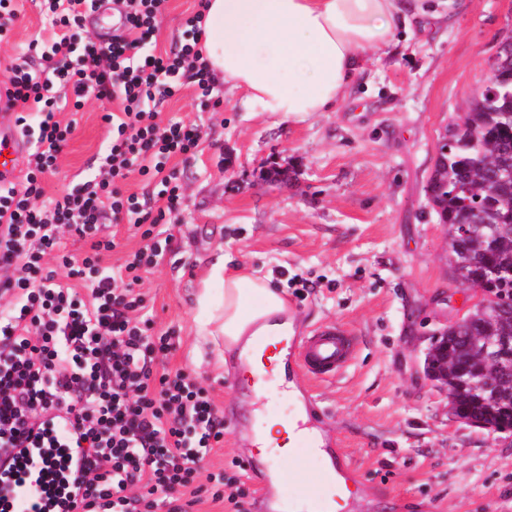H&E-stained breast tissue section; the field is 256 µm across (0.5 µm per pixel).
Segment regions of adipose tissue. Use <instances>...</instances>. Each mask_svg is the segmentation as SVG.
I'll list each match as a JSON object with an SVG mask.
<instances>
[{
	"instance_id": "adipose-tissue-1",
	"label": "adipose tissue",
	"mask_w": 512,
	"mask_h": 512,
	"mask_svg": "<svg viewBox=\"0 0 512 512\" xmlns=\"http://www.w3.org/2000/svg\"><path fill=\"white\" fill-rule=\"evenodd\" d=\"M453 0H205L199 49L212 72L261 111L300 122L340 102L368 54L388 53L396 25L437 16ZM194 320L201 336L223 337L254 380L255 396L285 378L293 333L287 300L247 264L218 257L202 277ZM295 424L261 419V459L288 461Z\"/></svg>"
}]
</instances>
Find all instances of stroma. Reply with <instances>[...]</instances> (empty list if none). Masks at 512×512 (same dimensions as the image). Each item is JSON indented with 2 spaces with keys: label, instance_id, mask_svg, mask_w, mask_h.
Masks as SVG:
<instances>
[{
  "label": "stroma",
  "instance_id": "35a3bbf8",
  "mask_svg": "<svg viewBox=\"0 0 512 512\" xmlns=\"http://www.w3.org/2000/svg\"><path fill=\"white\" fill-rule=\"evenodd\" d=\"M198 0H166L156 49H174L191 28ZM53 27L36 0L0 41V72L11 59L36 60L33 39ZM512 36V0H457L453 13L394 31L388 55H368L334 109L301 123L245 104L215 81L199 96L191 73L158 116L197 124L198 147L171 158L184 195L167 217L170 248L141 284L150 335L174 334L171 368L190 373L224 413V440L202 462L244 490L256 512L262 472L237 419L252 407L230 377L236 358L213 368L222 344L197 339L193 296L207 265L225 254L261 271L295 309L297 327L331 324L353 336L356 354L335 379L314 383L336 438L357 474L351 512H512V431L489 433L453 417L448 393L423 373L435 333L466 315L474 289L454 283L424 187L438 136L480 91L501 41ZM96 100L79 112L44 201L97 171L112 125ZM122 264L142 248L120 215L107 221Z\"/></svg>",
  "mask_w": 512,
  "mask_h": 512
}]
</instances>
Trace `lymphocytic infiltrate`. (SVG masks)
Here are the masks:
<instances>
[{
    "label": "lymphocytic infiltrate",
    "mask_w": 512,
    "mask_h": 512,
    "mask_svg": "<svg viewBox=\"0 0 512 512\" xmlns=\"http://www.w3.org/2000/svg\"><path fill=\"white\" fill-rule=\"evenodd\" d=\"M43 2L57 28L41 48L43 68L14 63L0 79L29 144L21 186L0 188V455L21 451L11 480L0 479V501L45 512L44 501L77 489L93 512H189L209 490L200 463L224 438V414L188 373L159 369L173 334L151 341L138 286L159 254L155 227L184 199L167 162L201 139L199 126L157 117L183 72L210 95L202 28L157 55L148 46L163 0H121L125 30L97 40L84 33L95 0ZM64 94L76 111L91 98L112 104L114 135L99 174L46 206L42 177L76 127L57 118ZM29 110L40 114L38 128ZM135 172L156 181L157 208L117 189ZM123 213L146 244L114 272L102 264L115 246L103 227ZM66 230L88 243L83 256L61 252ZM50 256L64 275L46 267Z\"/></svg>",
    "instance_id": "f902f5d3"
}]
</instances>
